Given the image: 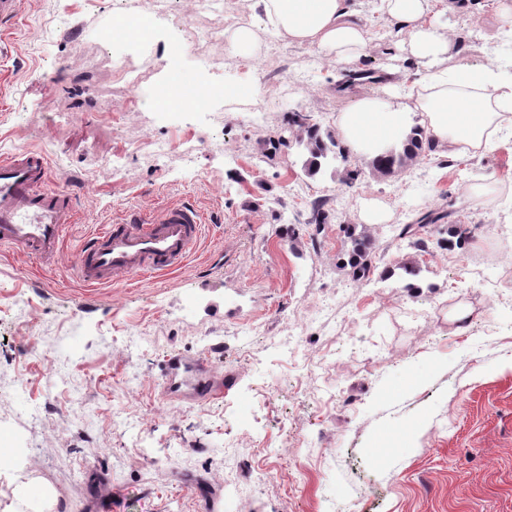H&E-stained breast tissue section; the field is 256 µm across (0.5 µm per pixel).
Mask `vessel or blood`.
Instances as JSON below:
<instances>
[{
	"label": "vessel or blood",
	"mask_w": 512,
	"mask_h": 512,
	"mask_svg": "<svg viewBox=\"0 0 512 512\" xmlns=\"http://www.w3.org/2000/svg\"><path fill=\"white\" fill-rule=\"evenodd\" d=\"M50 171L47 155L37 149L0 158V248H20L48 268L57 264L77 216L73 195L47 188ZM203 224L202 213L189 204L126 209L116 223L82 240L75 275L85 285L98 286L178 270ZM161 379V396L168 402L200 403L224 395V379L205 356H167Z\"/></svg>",
	"instance_id": "obj_1"
}]
</instances>
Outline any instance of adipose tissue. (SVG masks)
Instances as JSON below:
<instances>
[{"mask_svg":"<svg viewBox=\"0 0 512 512\" xmlns=\"http://www.w3.org/2000/svg\"><path fill=\"white\" fill-rule=\"evenodd\" d=\"M252 11L224 30L227 48L242 59L258 57L261 31L288 42L318 48L347 72L370 47L369 31L349 0H251ZM468 0H379V10L393 22L402 39L400 49L415 61L419 76L410 85L408 106L366 96L338 118L344 143L368 158L410 133L408 114L423 116V128L434 148L456 154H482L495 148L504 129L512 128V77L493 63L460 65L447 70L451 42L444 16L466 8Z\"/></svg>","mask_w":512,"mask_h":512,"instance_id":"obj_1","label":"adipose tissue"}]
</instances>
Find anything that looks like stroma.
<instances>
[{
  "label": "stroma",
  "instance_id": "35a3bbf8",
  "mask_svg": "<svg viewBox=\"0 0 512 512\" xmlns=\"http://www.w3.org/2000/svg\"><path fill=\"white\" fill-rule=\"evenodd\" d=\"M351 2L372 38L355 78L269 33L249 62L223 40L175 36L106 62L98 30L130 14L117 0H22L18 18L0 21V154L42 150L49 188L80 206L52 269L0 249V438L11 456L0 512L27 474L56 490L55 512H512V136L477 156L426 151L387 175L333 156L307 177L289 113L333 134L379 78L403 92L416 77L376 0ZM222 4L205 13L175 0L193 30L249 12L247 0ZM493 4L445 15L449 67L492 58L512 69V44L491 36ZM121 61L155 82L173 70L186 85L254 91L210 100L208 122L147 106ZM273 136L287 146L272 150ZM157 140L170 145L160 165ZM488 180L498 192L476 205L468 188ZM317 199L323 224L310 221ZM370 200L390 219L366 227L379 271L366 282L342 254ZM182 201L207 218L182 269L104 288L76 279L84 237L127 208ZM437 211L448 222L419 229L426 249L400 238ZM451 223L467 239L448 249ZM411 259L421 272L410 281L396 269ZM459 303L473 314L456 335L446 314ZM172 353L208 356L231 388L203 404L164 401L159 367Z\"/></svg>",
  "mask_w": 512,
  "mask_h": 512
}]
</instances>
